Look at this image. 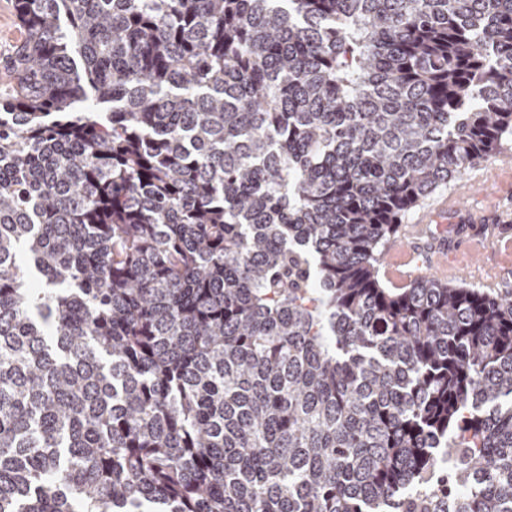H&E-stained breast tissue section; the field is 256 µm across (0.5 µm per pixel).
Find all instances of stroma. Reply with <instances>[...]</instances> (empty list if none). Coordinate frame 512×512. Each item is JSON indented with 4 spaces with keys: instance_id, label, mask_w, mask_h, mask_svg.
Segmentation results:
<instances>
[{
    "instance_id": "35a3bbf8",
    "label": "stroma",
    "mask_w": 512,
    "mask_h": 512,
    "mask_svg": "<svg viewBox=\"0 0 512 512\" xmlns=\"http://www.w3.org/2000/svg\"><path fill=\"white\" fill-rule=\"evenodd\" d=\"M403 226L420 225V244L411 251L426 260L427 247L449 265L465 268L463 283L482 287L485 263L503 273L501 291L512 293V138L491 160L474 166L467 181L452 180L404 217ZM483 240L487 255H470L467 241Z\"/></svg>"
}]
</instances>
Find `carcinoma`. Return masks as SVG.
I'll list each match as a JSON object with an SVG mask.
<instances>
[{
	"label": "carcinoma",
	"instance_id": "carcinoma-1",
	"mask_svg": "<svg viewBox=\"0 0 512 512\" xmlns=\"http://www.w3.org/2000/svg\"><path fill=\"white\" fill-rule=\"evenodd\" d=\"M18 11L0 512H512V296L378 276L512 136V0Z\"/></svg>",
	"mask_w": 512,
	"mask_h": 512
}]
</instances>
